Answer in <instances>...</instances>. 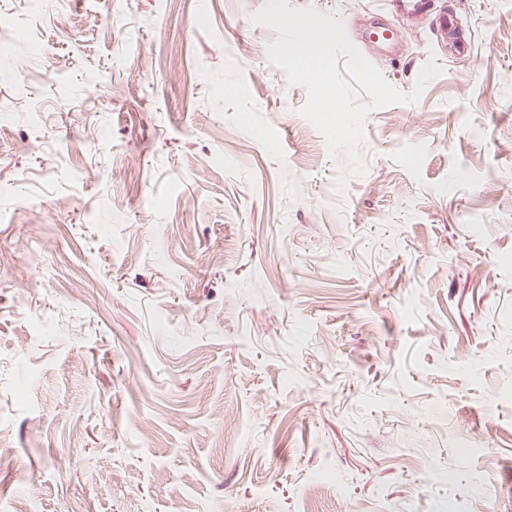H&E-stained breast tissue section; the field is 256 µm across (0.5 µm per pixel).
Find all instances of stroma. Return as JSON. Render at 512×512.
Here are the masks:
<instances>
[{
  "instance_id": "35a3bbf8",
  "label": "stroma",
  "mask_w": 512,
  "mask_h": 512,
  "mask_svg": "<svg viewBox=\"0 0 512 512\" xmlns=\"http://www.w3.org/2000/svg\"><path fill=\"white\" fill-rule=\"evenodd\" d=\"M49 2L0 0V512H500L512 0H290L442 68L341 213L266 0Z\"/></svg>"
}]
</instances>
